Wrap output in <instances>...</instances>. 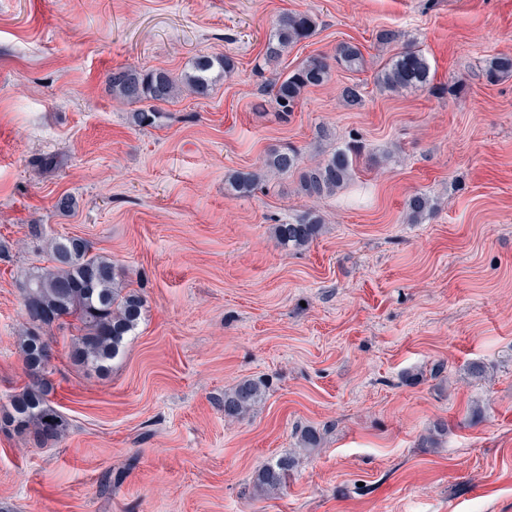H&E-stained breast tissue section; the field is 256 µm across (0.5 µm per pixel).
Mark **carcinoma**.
<instances>
[{
  "label": "carcinoma",
  "mask_w": 512,
  "mask_h": 512,
  "mask_svg": "<svg viewBox=\"0 0 512 512\" xmlns=\"http://www.w3.org/2000/svg\"><path fill=\"white\" fill-rule=\"evenodd\" d=\"M317 19L303 13L285 14L277 19L268 35L261 60L256 69L263 71L276 67L288 49L310 38L316 31ZM348 70L363 65V55L354 44L342 43L336 56L315 55L307 58L296 69L270 83L269 96L275 110L288 118L298 107L303 93L310 87L321 86L330 78L332 63ZM235 63L229 56L196 59L191 69L175 75L165 69L139 70L120 67L109 75L112 96L128 103L148 102L150 106L132 113L138 127H153L161 113L154 102H170L182 89L203 92L211 85L213 72L227 75ZM484 75L494 83L512 76V55L498 54L486 60ZM378 84L392 93L419 90L431 83L430 65L421 51L411 44L387 60L377 72ZM341 99L351 108L364 102L362 86L346 85ZM355 148H338L322 162L302 166L298 150L283 148L271 150L262 166L254 172H239L229 179L236 196H248L269 176L298 174L299 191L314 199L332 196L345 187L355 174ZM410 219L418 222L435 210L433 199L425 193H416L407 201ZM323 219L308 212L294 222L276 224L273 235L284 247L301 248L316 239L322 230ZM24 307L29 327L19 337L18 345L30 376V383L10 396L9 408L0 413V424L32 437L43 446L63 436L65 428L61 416L49 405L54 390L49 378L51 345L45 332L56 326L73 331L70 359L85 369L106 371L122 352L126 339L139 326L145 300L126 282L124 270L112 259L89 254L85 241L75 237H58L49 244V265L35 268L24 284ZM265 397V384L244 380L224 391V416L240 419L250 414ZM295 460L283 456L264 466L257 474V486L264 492H274L286 482Z\"/></svg>",
  "instance_id": "obj_1"
}]
</instances>
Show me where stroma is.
Listing matches in <instances>:
<instances>
[{
    "label": "stroma",
    "instance_id": "stroma-1",
    "mask_svg": "<svg viewBox=\"0 0 512 512\" xmlns=\"http://www.w3.org/2000/svg\"><path fill=\"white\" fill-rule=\"evenodd\" d=\"M286 12L318 27L283 66L343 42L364 64L284 121L261 93L275 71L254 65ZM409 42L430 85L382 90ZM501 53L512 0H0V407L29 382L22 284L52 239L86 240L145 298L107 374L72 364L52 329L66 431L38 446L0 429V512H512V77L480 71ZM225 54L234 73L162 104L155 127L108 88L119 66L177 75ZM353 82L359 108L340 99ZM349 144L356 174L334 196L299 194L294 175L226 192L269 149L311 165ZM418 192L436 209L411 224ZM310 211L319 237L282 249L273 225ZM245 379L264 401L225 418ZM306 427L320 447H299ZM284 455L285 485L258 491ZM295 460L291 456L280 457L274 464L264 466L257 474V486L264 492H274L286 482L288 473L294 468Z\"/></svg>",
    "mask_w": 512,
    "mask_h": 512
}]
</instances>
